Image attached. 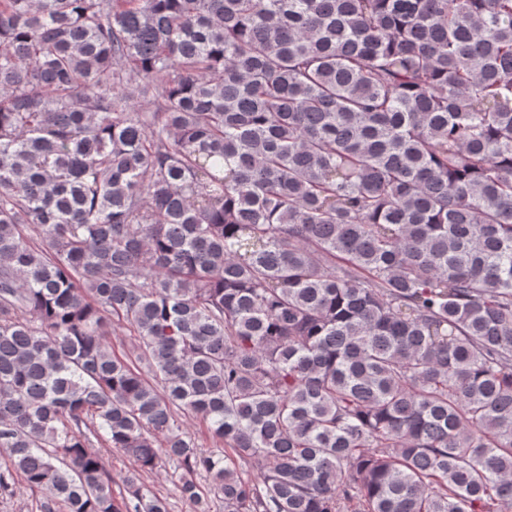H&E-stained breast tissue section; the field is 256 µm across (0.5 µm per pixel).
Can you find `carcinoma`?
I'll return each mask as SVG.
<instances>
[{
  "label": "carcinoma",
  "mask_w": 512,
  "mask_h": 512,
  "mask_svg": "<svg viewBox=\"0 0 512 512\" xmlns=\"http://www.w3.org/2000/svg\"><path fill=\"white\" fill-rule=\"evenodd\" d=\"M0 454L40 512H512V0H0ZM109 458L110 471L112 476V494L117 499L126 495L125 479L132 469L128 456L112 448H99ZM173 469L168 465L152 474H144V482L165 498L169 512H194V505L183 499L171 477Z\"/></svg>",
  "instance_id": "cac0c4a2"
}]
</instances>
